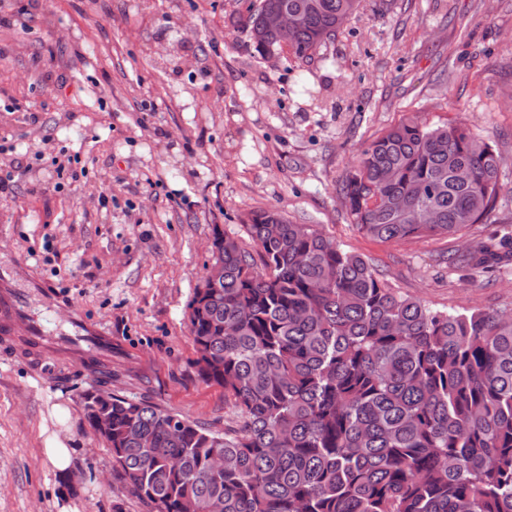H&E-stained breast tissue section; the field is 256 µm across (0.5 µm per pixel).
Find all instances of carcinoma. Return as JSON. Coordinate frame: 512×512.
<instances>
[{"label":"carcinoma","instance_id":"obj_1","mask_svg":"<svg viewBox=\"0 0 512 512\" xmlns=\"http://www.w3.org/2000/svg\"><path fill=\"white\" fill-rule=\"evenodd\" d=\"M360 0H259L238 24L254 51L278 46L267 12L303 13L290 52L313 59ZM499 153L464 122L408 117L373 139L340 193L350 223L379 241L456 237L500 203ZM471 170L460 182L454 169ZM388 205L374 208L373 196ZM430 207L436 224H408ZM261 270L214 231L217 288L188 303L194 366L240 416L223 434L114 396L99 428L112 465L148 512H512V312L435 310L385 283L371 261L308 224L253 213ZM483 240L455 249L482 272L507 258Z\"/></svg>","mask_w":512,"mask_h":512}]
</instances>
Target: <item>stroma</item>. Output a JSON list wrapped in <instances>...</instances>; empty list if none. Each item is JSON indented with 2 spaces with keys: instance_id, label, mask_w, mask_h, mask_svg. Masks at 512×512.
<instances>
[{
  "instance_id": "35a3bbf8",
  "label": "stroma",
  "mask_w": 512,
  "mask_h": 512,
  "mask_svg": "<svg viewBox=\"0 0 512 512\" xmlns=\"http://www.w3.org/2000/svg\"><path fill=\"white\" fill-rule=\"evenodd\" d=\"M246 0H0V285L24 306L0 350V512H147L81 409L97 377L27 325L112 337L113 394L213 432L236 425L193 366L187 304L214 231L253 244L276 210L373 261L403 294L448 311L512 310V261L469 275L448 253L512 230V0H361L311 62L266 60ZM464 120L503 158L502 206L463 239L380 242L341 203L346 170L408 116ZM67 408L65 422L52 406ZM72 437L68 477L44 455Z\"/></svg>"
}]
</instances>
